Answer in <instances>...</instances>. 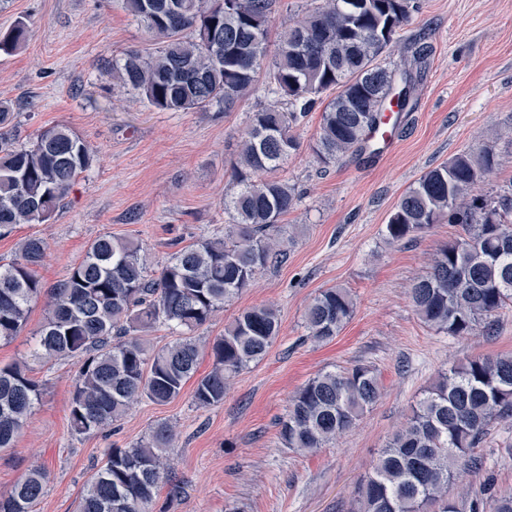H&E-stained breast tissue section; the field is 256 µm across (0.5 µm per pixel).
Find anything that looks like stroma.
<instances>
[{
    "mask_svg": "<svg viewBox=\"0 0 512 512\" xmlns=\"http://www.w3.org/2000/svg\"><path fill=\"white\" fill-rule=\"evenodd\" d=\"M417 2L399 47L385 57L387 66L402 64L405 44L416 38L431 47L413 107L398 115L392 151L366 149L321 168L310 150L321 112H310L294 129L301 147L281 170L301 194L280 224L282 257L195 332L209 344L243 310L273 306L280 332L266 356L232 379L221 404L197 407L190 381L170 403H135L115 431L81 435L69 421L76 362L35 368L43 394L13 447L0 451V493L42 468L48 483L33 512H76L108 448L132 446L165 422L175 432L170 481L152 512H351L377 450L439 372L512 354V308L496 316L493 335L449 336L426 325L410 302L411 283L461 234L459 225H432L409 242L385 235L403 194L476 142L492 148L497 165L475 194L512 192V0ZM20 21L28 27L23 48L0 54V101L17 113L22 139L64 124L96 155L52 221L0 238V264L16 258L25 238L40 237L48 249L37 275L50 288L103 234L142 243L154 272L174 241L222 236L231 163L263 92L226 112H164L113 92V60L152 45L123 0H0V29ZM330 287L348 289L356 309L337 336L317 342L304 314ZM356 364L375 370L379 401L317 452L284 447L279 422L291 397L319 372ZM474 454L480 466L465 468L449 496L467 501L483 487L512 493V420L494 421Z\"/></svg>",
    "mask_w": 512,
    "mask_h": 512,
    "instance_id": "stroma-1",
    "label": "stroma"
}]
</instances>
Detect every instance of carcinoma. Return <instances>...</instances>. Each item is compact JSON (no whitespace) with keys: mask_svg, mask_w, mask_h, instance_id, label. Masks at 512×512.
I'll return each instance as SVG.
<instances>
[{"mask_svg":"<svg viewBox=\"0 0 512 512\" xmlns=\"http://www.w3.org/2000/svg\"><path fill=\"white\" fill-rule=\"evenodd\" d=\"M322 2L273 41L276 0H124L158 47L130 50L113 62L114 86L165 112L227 111L260 88L270 102L249 116L232 164L224 236L180 247L151 276L140 244L102 235L48 291L36 275L46 249L41 238H26L13 262L0 265V341L17 336L32 304L47 296L27 361L0 366V449L12 447L41 398L33 367L61 357L78 364L70 409L78 434L115 424L139 398L158 405L176 399L197 373L201 346L191 332L280 256L275 235L300 201L295 186L276 175L300 148L293 128L323 105L311 150L327 167L362 148L391 99L401 110L408 106L413 68L422 67L429 46L413 44L402 69L388 68L381 57L410 21V0ZM24 42L19 22L0 32V53L16 52ZM94 159L88 141L64 124L21 142L14 112L0 103V236L51 221ZM495 166L492 149L479 143L453 156L421 176L386 224L395 243L445 219L462 226L464 235L440 247L431 270L409 290L420 319L450 336L490 334L496 313L512 306V196L472 194ZM354 311L346 289L320 291L305 312L310 336L331 339ZM158 324L183 335L153 349L144 335ZM279 330L271 306L241 312L213 343V367L196 381L195 404L222 403L229 380L261 360ZM380 395L367 365L321 372L291 398L280 439L287 448L315 452L350 429ZM496 419H512V355L472 358L440 372L405 426L378 450L355 490V512H462L448 487L459 461L477 467L472 451ZM173 440L170 425L161 423L144 441L108 449L77 512H150ZM47 481V471H30L0 495V512H32Z\"/></svg>","mask_w":512,"mask_h":512,"instance_id":"cac0c4a2","label":"carcinoma"}]
</instances>
